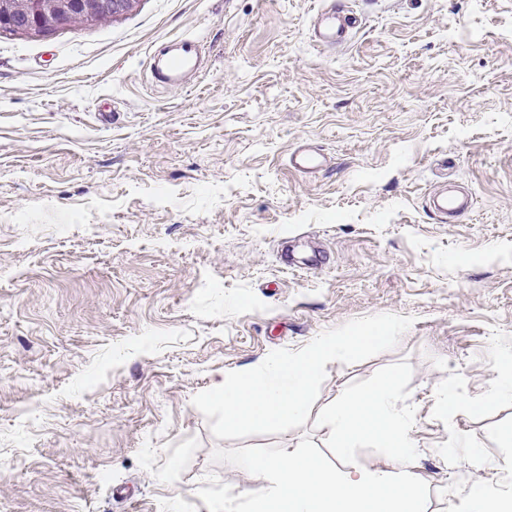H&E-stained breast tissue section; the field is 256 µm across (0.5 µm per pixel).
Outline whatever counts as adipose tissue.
<instances>
[{
    "instance_id": "ef3b65f1",
    "label": "adipose tissue",
    "mask_w": 512,
    "mask_h": 512,
    "mask_svg": "<svg viewBox=\"0 0 512 512\" xmlns=\"http://www.w3.org/2000/svg\"><path fill=\"white\" fill-rule=\"evenodd\" d=\"M398 377L392 371L365 391L337 397L328 414L334 463L288 447L244 458L243 466L263 473L266 482L225 498L224 512H423L411 422L396 398ZM354 448L379 449L382 465L349 463Z\"/></svg>"
}]
</instances>
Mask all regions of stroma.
Wrapping results in <instances>:
<instances>
[{"label": "stroma", "instance_id": "35a3bbf8", "mask_svg": "<svg viewBox=\"0 0 512 512\" xmlns=\"http://www.w3.org/2000/svg\"><path fill=\"white\" fill-rule=\"evenodd\" d=\"M326 6L359 18L346 43L314 42ZM186 36L205 74L158 86ZM301 146L326 166L292 168ZM448 184L477 199L455 223L426 207ZM381 313L414 322L329 366L304 426L217 439L191 403ZM510 357L512 0H141L0 34V512H211L263 483L247 456L333 460L337 396L395 368L426 512H466L512 491V400L450 419L439 392L479 399ZM512 495L491 492L486 486L476 487L470 496L469 512H511Z\"/></svg>", "mask_w": 512, "mask_h": 512}]
</instances>
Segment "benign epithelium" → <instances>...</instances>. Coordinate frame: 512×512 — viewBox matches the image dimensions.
<instances>
[{
	"mask_svg": "<svg viewBox=\"0 0 512 512\" xmlns=\"http://www.w3.org/2000/svg\"><path fill=\"white\" fill-rule=\"evenodd\" d=\"M140 0H0V30L47 38L95 26L134 10Z\"/></svg>",
	"mask_w": 512,
	"mask_h": 512,
	"instance_id": "1",
	"label": "benign epithelium"
}]
</instances>
